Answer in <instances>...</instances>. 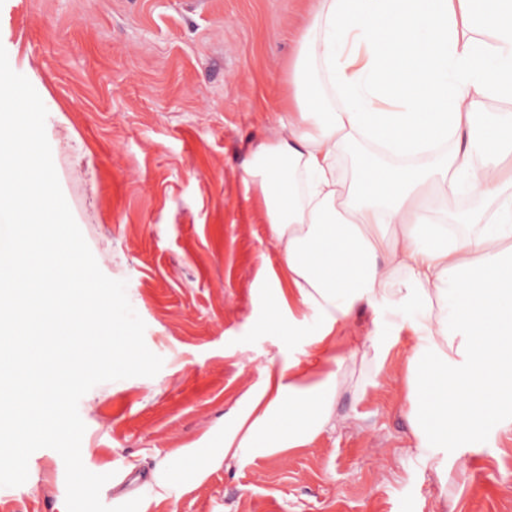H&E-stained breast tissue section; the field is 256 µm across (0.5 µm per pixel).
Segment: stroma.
I'll return each instance as SVG.
<instances>
[{"mask_svg": "<svg viewBox=\"0 0 512 512\" xmlns=\"http://www.w3.org/2000/svg\"><path fill=\"white\" fill-rule=\"evenodd\" d=\"M307 0H0V45L42 99L66 201L101 271L126 283L163 358L153 377L79 401L81 456L109 474L104 505L139 512H512V434L470 448H409L404 311L356 310L347 335L393 337L382 371L358 367L334 427L294 450L224 456V429L267 370L308 355L264 329L276 247L247 190L250 150L272 137ZM65 465L35 451L0 512H66Z\"/></svg>", "mask_w": 512, "mask_h": 512, "instance_id": "35a3bbf8", "label": "stroma"}]
</instances>
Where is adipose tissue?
<instances>
[{"label": "adipose tissue", "mask_w": 512, "mask_h": 512, "mask_svg": "<svg viewBox=\"0 0 512 512\" xmlns=\"http://www.w3.org/2000/svg\"><path fill=\"white\" fill-rule=\"evenodd\" d=\"M278 123L245 169L279 261L257 273L278 291L265 325L296 336L315 315L336 353L269 372L225 453L301 448L330 426L344 372L383 368L390 348L338 335L362 306L412 312L413 448L511 432L512 0H312Z\"/></svg>", "instance_id": "ef3b65f1"}]
</instances>
